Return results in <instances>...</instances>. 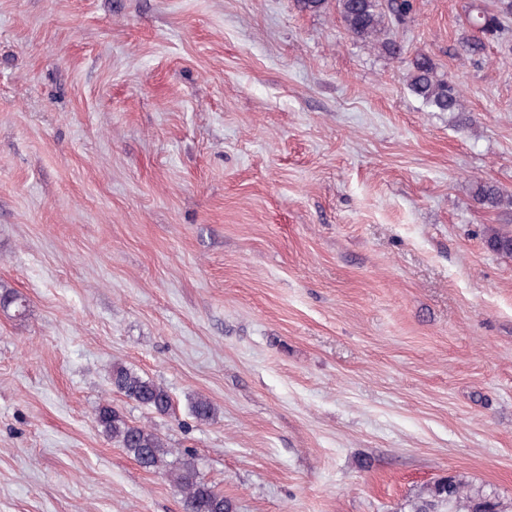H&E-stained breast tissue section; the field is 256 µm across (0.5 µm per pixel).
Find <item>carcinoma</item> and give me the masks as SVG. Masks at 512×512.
<instances>
[{"label": "carcinoma", "instance_id": "carcinoma-1", "mask_svg": "<svg viewBox=\"0 0 512 512\" xmlns=\"http://www.w3.org/2000/svg\"><path fill=\"white\" fill-rule=\"evenodd\" d=\"M335 8L349 35L388 54H396L400 48L389 38L391 28L409 17L413 3L412 0H335ZM467 20L475 34L462 42L463 56L476 60L484 54L485 40L512 35V0H496L491 8L474 4ZM407 84L432 112L466 111L460 86L453 79L438 74L435 64L426 55L414 61ZM472 196L478 204L489 208L512 207V197L491 183L476 184ZM488 245L494 252L512 257V230L494 231L488 237ZM12 307L19 316L26 310L20 296L7 291L1 293L0 308L8 310ZM112 387L159 415H165L171 409V397L164 387L123 365L112 366ZM191 412L201 422H208L216 415L213 403L205 397L193 401ZM96 422L102 432L141 467L165 472L188 512H234L231 500L206 482L194 463L186 460L178 467H169L167 456L172 450L153 429L128 422L109 404L98 408ZM399 512H512V500L506 501L461 476H448L423 487L403 504Z\"/></svg>", "mask_w": 512, "mask_h": 512}]
</instances>
